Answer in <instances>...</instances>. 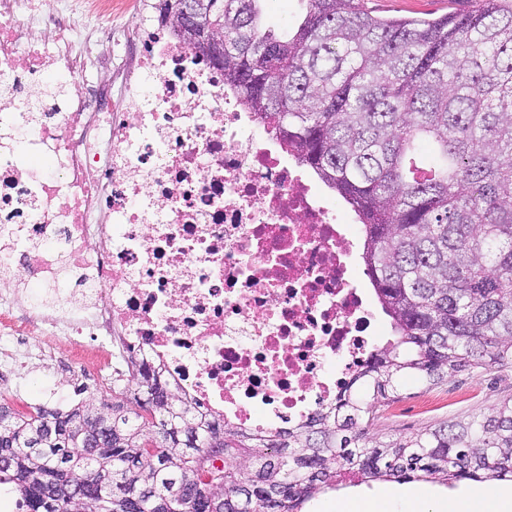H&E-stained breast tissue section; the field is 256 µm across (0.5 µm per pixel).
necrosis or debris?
Wrapping results in <instances>:
<instances>
[{"label": "necrosis or debris", "instance_id": "1", "mask_svg": "<svg viewBox=\"0 0 512 512\" xmlns=\"http://www.w3.org/2000/svg\"><path fill=\"white\" fill-rule=\"evenodd\" d=\"M128 6L0 0V373L34 352L119 380L135 356L226 428L287 432L373 348L345 215L221 68L160 16L116 22ZM48 71L63 102L32 98Z\"/></svg>", "mask_w": 512, "mask_h": 512}]
</instances>
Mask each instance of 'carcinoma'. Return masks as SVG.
<instances>
[{
    "label": "carcinoma",
    "mask_w": 512,
    "mask_h": 512,
    "mask_svg": "<svg viewBox=\"0 0 512 512\" xmlns=\"http://www.w3.org/2000/svg\"><path fill=\"white\" fill-rule=\"evenodd\" d=\"M301 2L278 33L262 0H211L224 84L353 208L392 338L336 405L282 438L224 430L137 362L110 405L20 417L0 404V484L30 512H301L348 475L512 478L511 396L411 436L368 434L405 377L430 388L512 367V6L418 20Z\"/></svg>",
    "instance_id": "carcinoma-1"
}]
</instances>
